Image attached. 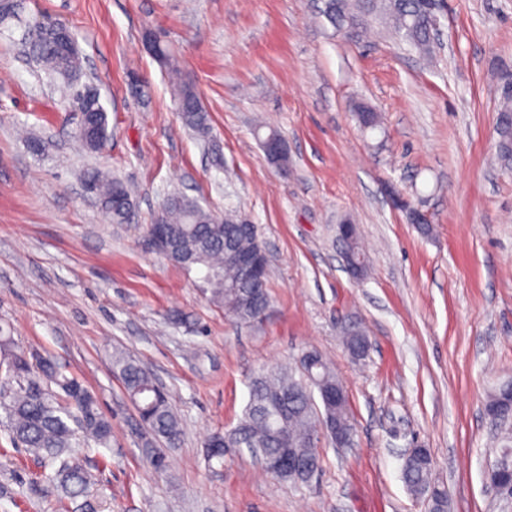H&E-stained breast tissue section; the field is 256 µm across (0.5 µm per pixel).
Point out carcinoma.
I'll return each mask as SVG.
<instances>
[{
	"mask_svg": "<svg viewBox=\"0 0 512 512\" xmlns=\"http://www.w3.org/2000/svg\"><path fill=\"white\" fill-rule=\"evenodd\" d=\"M322 15L338 31L358 36L371 23L379 21L396 37L420 52L429 51L435 41L432 20L423 12L420 0H323ZM50 22L43 17L33 22L25 35L29 48L47 73L72 79L81 62L58 48L54 37L46 32ZM160 63L175 81L178 110L183 123L204 136L209 129L208 115L191 84L181 78L166 45L158 44ZM95 138L82 141L89 151H96L108 136L107 111L95 99ZM498 149L503 162L512 163V105L504 103L498 118ZM83 181L94 187L101 210L112 220L121 222L131 205L125 183L91 168ZM159 214L173 249L164 257L173 263L202 273L211 299L222 305L236 321L260 320L270 305L268 283L254 288L234 266L224 262V239L229 227L240 219L226 215L222 219L204 208L197 200L171 195ZM346 348L356 360L363 359V344L368 341L359 324L343 331ZM12 338L0 336V378L19 381V389L9 401L0 405L16 445L26 448L50 469L45 475L48 485L76 503L75 512H108L111 503L91 492L92 476L83 460L73 450V439L82 433L84 440L107 448L112 438V423L101 411L99 402L75 377L68 376L56 362L45 363L38 356L30 361L12 352ZM113 367L119 371L124 389L146 432L168 446L180 441L181 423L172 409L168 394L147 369L121 352L113 355ZM342 382L322 356L318 357L308 377L299 369L262 370L249 382L248 401L237 425L216 434L223 448H246L257 458L273 456L290 448L316 467H321L317 447L309 442L319 417L353 429L349 399L332 408H322L315 395ZM434 462L428 449L422 448L404 461L402 478L410 493L418 498L431 496L433 512H448V492L433 477Z\"/></svg>",
	"mask_w": 512,
	"mask_h": 512,
	"instance_id": "cac0c4a2",
	"label": "carcinoma"
}]
</instances>
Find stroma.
<instances>
[{"mask_svg": "<svg viewBox=\"0 0 512 512\" xmlns=\"http://www.w3.org/2000/svg\"><path fill=\"white\" fill-rule=\"evenodd\" d=\"M322 0H19L0 19V332L15 353L52 356L112 419L110 447L77 441L112 512H427L407 490L402 453L428 448L450 512H512L484 471L499 431L489 393L512 379V170L498 114L512 81V0H441L425 58L383 28L338 32ZM49 15L77 34V83L94 85L108 139L76 138L77 107L20 43ZM167 45L209 116L183 125ZM380 116L363 127L358 104ZM288 146L280 171L260 140ZM46 143L32 154L27 138ZM96 168L133 207L109 220L83 189ZM249 217L269 255L265 317L237 323L195 272L141 238L168 196ZM421 214L424 225L413 222ZM355 224L368 272L345 267L340 222ZM366 330L355 362L342 323ZM315 350L349 395L353 444L321 437L320 471L295 485L245 452L208 463L204 444L233 427L248 382ZM153 374L181 419L158 473L113 352ZM15 447L0 411V512H73Z\"/></svg>", "mask_w": 512, "mask_h": 512, "instance_id": "1", "label": "stroma"}]
</instances>
